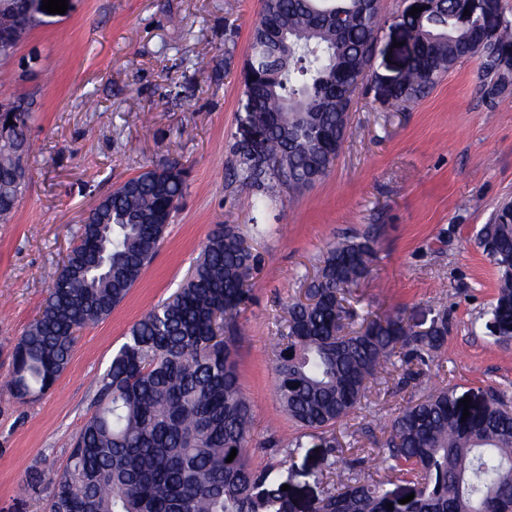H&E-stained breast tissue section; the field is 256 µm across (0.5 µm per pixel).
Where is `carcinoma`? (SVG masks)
Listing matches in <instances>:
<instances>
[{
    "instance_id": "obj_1",
    "label": "carcinoma",
    "mask_w": 512,
    "mask_h": 512,
    "mask_svg": "<svg viewBox=\"0 0 512 512\" xmlns=\"http://www.w3.org/2000/svg\"><path fill=\"white\" fill-rule=\"evenodd\" d=\"M17 0H0V29L17 22ZM469 12L466 23L459 15ZM403 23L415 41L394 99L424 97L457 63L479 55L483 73L512 48V24L499 45L481 44V17L470 0H439ZM382 18L371 0H262L241 74L245 108L260 132L258 165L229 145L236 182L258 202L300 192L323 180L346 135L351 98L367 76ZM32 103L0 104V122L25 146L0 149V219L6 221L31 172ZM14 124H8V121ZM187 168L177 161L146 168L104 195L81 225L57 269L40 314L13 354L10 387L27 402L43 396L67 367L77 332L108 317L156 257L168 224L187 194ZM499 268L487 328L512 340V204L497 208L481 230ZM374 249L351 237L330 246L305 299L288 304L276 336L275 392L302 429L294 447L361 409L370 381L398 366L413 375L415 358L438 352L445 320L420 331L397 313L360 315L347 303L366 278ZM256 265L235 224H221L178 291L152 306L130 329L99 380L97 406L72 444L66 469L52 478L45 512H295L283 474L255 468L248 455L252 407L240 390L236 337L224 335L250 301ZM359 329L336 336V327ZM448 388L393 416L385 426L378 468L412 477L406 503L385 483L354 480L328 493L313 512H512V410L492 393L470 404ZM235 458L226 462L231 450ZM392 508H387V504Z\"/></svg>"
}]
</instances>
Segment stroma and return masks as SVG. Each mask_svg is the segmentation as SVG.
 Here are the masks:
<instances>
[{"mask_svg": "<svg viewBox=\"0 0 512 512\" xmlns=\"http://www.w3.org/2000/svg\"><path fill=\"white\" fill-rule=\"evenodd\" d=\"M409 0H380L385 21L368 78L354 97L340 155L313 188L257 203L230 177L227 145L245 118L241 70L261 0H68L65 14L34 0V24L11 59L0 100H35L28 136L31 180L0 222V512H44L71 444L95 411V379L132 325L164 302L220 224L251 236L259 262L252 299L236 319L240 387L253 411L248 454L280 461L298 512L340 483L346 461L381 479L373 456L380 420L436 390L512 403V342L486 329L499 273L481 244L492 211L512 199V89L498 90L482 60L458 63L423 99L398 107L386 86L409 61L402 14ZM37 58L33 72L20 65ZM179 161L188 194L154 261L103 321L85 327L71 361L41 399L22 403L8 382L13 352L40 313L79 220L113 186L143 167ZM370 235L368 277L351 289L360 312H401L417 330L448 315L433 362L413 379L372 383L362 407L334 434H300L275 395L271 338L338 239ZM276 440L280 451L265 445ZM336 476L319 479L327 458ZM44 480L31 490L34 474Z\"/></svg>", "mask_w": 512, "mask_h": 512, "instance_id": "1", "label": "stroma"}]
</instances>
